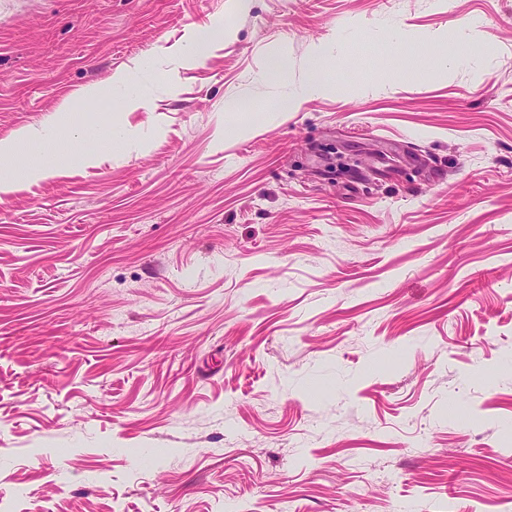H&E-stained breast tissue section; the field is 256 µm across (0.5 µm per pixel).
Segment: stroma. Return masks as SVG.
<instances>
[{
  "label": "stroma",
  "mask_w": 512,
  "mask_h": 512,
  "mask_svg": "<svg viewBox=\"0 0 512 512\" xmlns=\"http://www.w3.org/2000/svg\"><path fill=\"white\" fill-rule=\"evenodd\" d=\"M61 121L0 197V505L512 512V0H0V140ZM337 70L336 60L322 55H314L308 67L307 89L309 92L322 90L333 78L335 71L337 73ZM0 165V192L14 191L24 180L36 179L45 173V167L39 159L28 161L23 170H11Z\"/></svg>",
  "instance_id": "35a3bbf8"
}]
</instances>
